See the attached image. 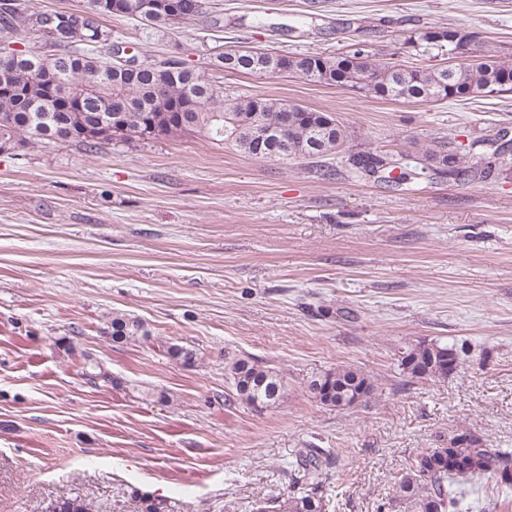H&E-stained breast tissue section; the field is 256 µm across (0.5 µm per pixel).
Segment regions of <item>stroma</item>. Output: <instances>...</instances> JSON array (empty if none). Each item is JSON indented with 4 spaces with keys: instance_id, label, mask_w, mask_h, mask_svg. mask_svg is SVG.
Returning <instances> with one entry per match:
<instances>
[{
    "instance_id": "35a3bbf8",
    "label": "stroma",
    "mask_w": 512,
    "mask_h": 512,
    "mask_svg": "<svg viewBox=\"0 0 512 512\" xmlns=\"http://www.w3.org/2000/svg\"><path fill=\"white\" fill-rule=\"evenodd\" d=\"M136 56L184 59L225 94L281 99L349 131L323 180L308 160L261 161L196 133L115 141L93 153L55 141L0 154V512H47L79 496L94 512H256L288 490L287 463L323 448L336 466L326 512H416L395 487L423 451L470 430L512 452V173L460 183L422 154L499 128L512 95L466 101L366 99L298 77L219 70L226 49L372 58L424 68L408 31L461 27L475 55L512 60V0H209L159 32L106 20ZM370 151L411 178L348 171ZM144 322L115 344L108 316ZM72 337L77 351L59 349ZM456 346L459 370L406 382L402 352ZM195 347L196 367L171 360ZM111 382L83 376L85 357ZM282 371L288 396L255 411L228 402L224 365ZM340 364L368 373L367 402L339 411L304 381Z\"/></svg>"
}]
</instances>
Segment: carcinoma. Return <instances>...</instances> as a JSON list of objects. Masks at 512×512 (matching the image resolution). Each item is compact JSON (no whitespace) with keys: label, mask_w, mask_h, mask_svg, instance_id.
Segmentation results:
<instances>
[{"label":"carcinoma","mask_w":512,"mask_h":512,"mask_svg":"<svg viewBox=\"0 0 512 512\" xmlns=\"http://www.w3.org/2000/svg\"><path fill=\"white\" fill-rule=\"evenodd\" d=\"M90 0L86 12L30 13L17 0H0V33H35L44 55L0 47V153H10L31 142L61 139L86 152H95L115 138L149 140L178 133H198L217 144L231 143L259 160L321 159L342 152L348 135L334 116L284 100L224 95V87L195 71L178 58L155 61L146 58L137 70L112 61V29L101 23L107 16L131 15L146 26L160 29L192 21L204 14L207 0H160L144 10L137 0H105L107 9ZM459 27H426L411 31L404 44L450 59L460 57L455 44L440 32H459ZM273 54L257 48L230 49L218 56L226 71L259 74L262 59ZM51 62L50 71L39 69ZM288 72L312 83L338 85L366 98L397 102L465 101L471 97H498L512 92V60L483 55L473 61L446 67L404 68L378 62L361 49L351 55H302L289 57ZM82 95V111L60 112L48 99L50 85ZM288 113V132L262 148L238 127L258 114L268 122ZM434 171L456 181H486L512 166L486 137L464 154L449 153L435 145L424 153ZM350 171L374 176L389 168L387 160L372 152L348 156ZM111 339L116 343L146 340L149 332L136 317L112 314ZM457 349L440 343H418L402 353L399 367L410 379L446 378V363ZM167 354L191 367L199 359L195 349L171 343ZM233 400L262 411L280 403L287 392L284 377L247 357L227 362ZM306 389L322 405L347 409L346 401L368 397L373 381L363 371L336 366L312 373ZM336 465L331 452L305 448L290 463L288 494L266 500L258 512H324L323 488ZM493 479L495 485L512 488V453L485 448L480 439L463 430L445 448H433L411 460L397 492L415 502L418 512H459L462 488L456 479ZM49 512H91L81 498L52 502Z\"/></svg>","instance_id":"cac0c4a2"}]
</instances>
